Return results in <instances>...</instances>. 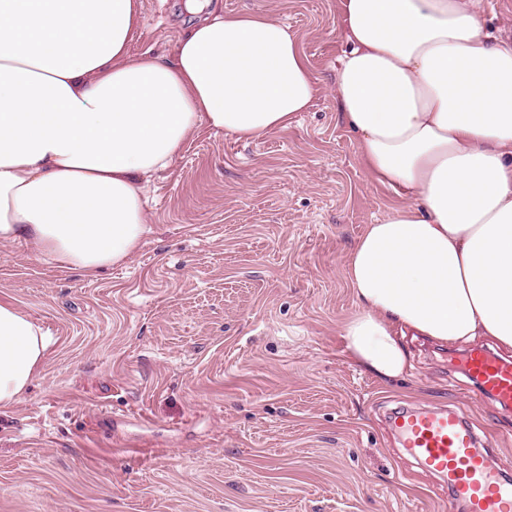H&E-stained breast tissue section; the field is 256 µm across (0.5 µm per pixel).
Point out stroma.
<instances>
[{"mask_svg":"<svg viewBox=\"0 0 512 512\" xmlns=\"http://www.w3.org/2000/svg\"><path fill=\"white\" fill-rule=\"evenodd\" d=\"M287 24L320 91L251 141L200 127L146 188L148 233L88 277L0 244V297L56 339L0 412V512H442L389 426L468 405L512 460V410L469 405L461 345L405 336L388 382L351 359L347 256L392 206L340 117L338 0H222ZM185 0H142L130 46L169 56Z\"/></svg>","mask_w":512,"mask_h":512,"instance_id":"35a3bbf8","label":"stroma"}]
</instances>
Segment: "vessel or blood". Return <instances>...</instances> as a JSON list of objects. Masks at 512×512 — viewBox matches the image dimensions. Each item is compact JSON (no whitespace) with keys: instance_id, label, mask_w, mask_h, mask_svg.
Here are the masks:
<instances>
[{"instance_id":"b4317fda","label":"vessel or blood","mask_w":512,"mask_h":512,"mask_svg":"<svg viewBox=\"0 0 512 512\" xmlns=\"http://www.w3.org/2000/svg\"><path fill=\"white\" fill-rule=\"evenodd\" d=\"M460 370L474 383L471 402L512 408V360L475 347ZM392 424L403 448L447 488L445 512H512V461L481 448L462 409H406Z\"/></svg>"}]
</instances>
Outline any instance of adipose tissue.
<instances>
[{
    "label": "adipose tissue",
    "mask_w": 512,
    "mask_h": 512,
    "mask_svg": "<svg viewBox=\"0 0 512 512\" xmlns=\"http://www.w3.org/2000/svg\"><path fill=\"white\" fill-rule=\"evenodd\" d=\"M338 2L341 117L397 199L348 256L346 347L384 378L411 369L409 334L512 352V42L481 0ZM186 8L160 58L129 51L140 0H0V243L96 276L137 249L145 183L199 127L252 140L309 109L317 80L287 26ZM52 345L0 298V409Z\"/></svg>",
    "instance_id": "obj_1"
}]
</instances>
